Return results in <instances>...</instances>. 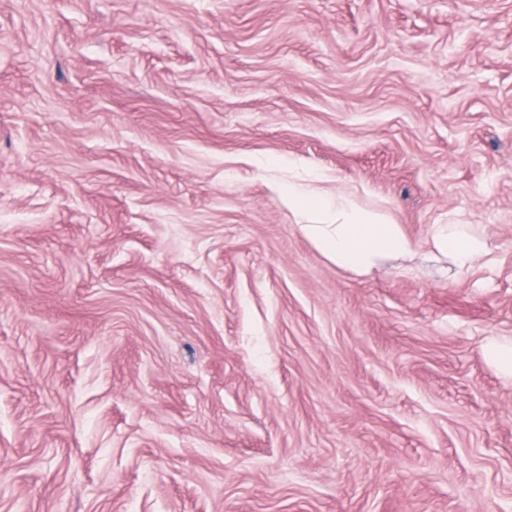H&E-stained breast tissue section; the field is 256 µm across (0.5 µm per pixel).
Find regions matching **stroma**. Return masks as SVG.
<instances>
[{
	"label": "stroma",
	"instance_id": "35a3bbf8",
	"mask_svg": "<svg viewBox=\"0 0 512 512\" xmlns=\"http://www.w3.org/2000/svg\"><path fill=\"white\" fill-rule=\"evenodd\" d=\"M511 340L512 0H0V512H512ZM317 175L288 177L277 190L294 212L312 215L299 231L331 262L359 276L387 261L415 254L416 244L385 215L359 206L348 193H333ZM428 246L448 259L457 272L468 270L480 261L490 262L492 249L486 233L472 224H434L430 226Z\"/></svg>",
	"mask_w": 512,
	"mask_h": 512
}]
</instances>
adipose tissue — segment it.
I'll return each mask as SVG.
<instances>
[{
  "mask_svg": "<svg viewBox=\"0 0 512 512\" xmlns=\"http://www.w3.org/2000/svg\"><path fill=\"white\" fill-rule=\"evenodd\" d=\"M278 192L292 211L314 216L300 232L336 266L363 276L387 261L414 255L416 246L385 215L359 206L352 196L331 192L321 177L297 175L279 183ZM428 246L461 272L489 260L492 250L486 233L470 224L431 225Z\"/></svg>",
  "mask_w": 512,
  "mask_h": 512,
  "instance_id": "obj_1",
  "label": "adipose tissue"
}]
</instances>
